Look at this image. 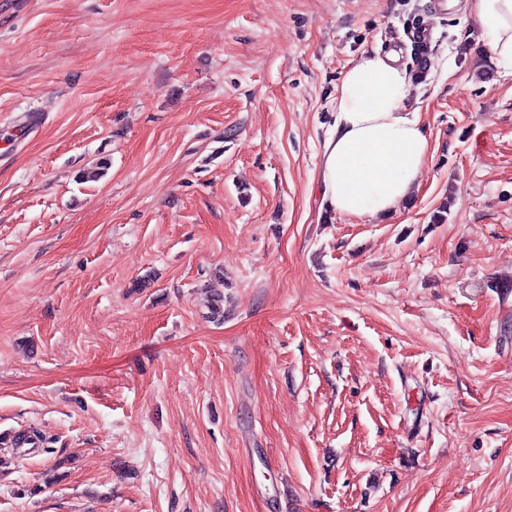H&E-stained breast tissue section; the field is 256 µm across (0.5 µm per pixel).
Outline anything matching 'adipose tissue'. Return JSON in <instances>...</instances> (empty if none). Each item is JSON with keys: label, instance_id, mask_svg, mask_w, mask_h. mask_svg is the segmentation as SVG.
Wrapping results in <instances>:
<instances>
[{"label": "adipose tissue", "instance_id": "1", "mask_svg": "<svg viewBox=\"0 0 512 512\" xmlns=\"http://www.w3.org/2000/svg\"><path fill=\"white\" fill-rule=\"evenodd\" d=\"M499 65L512 69V0H468ZM396 52L366 51L345 71L319 175L324 200L358 218L389 212L411 193L430 151Z\"/></svg>", "mask_w": 512, "mask_h": 512}]
</instances>
